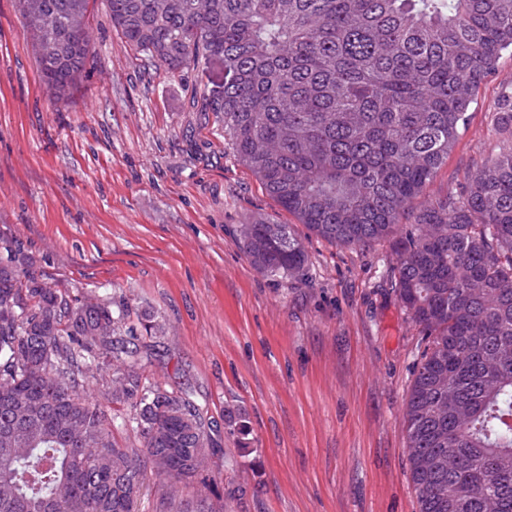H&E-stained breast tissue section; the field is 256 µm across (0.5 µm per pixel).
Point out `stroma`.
I'll return each instance as SVG.
<instances>
[{
  "label": "stroma",
  "instance_id": "obj_1",
  "mask_svg": "<svg viewBox=\"0 0 512 512\" xmlns=\"http://www.w3.org/2000/svg\"><path fill=\"white\" fill-rule=\"evenodd\" d=\"M89 22L92 61L56 100L15 0H0V235L48 284L162 321L145 376L213 421L202 494L220 512H419L403 411L424 339L388 281L389 243L331 244L265 192L207 109L219 63L170 72L139 56L105 0ZM511 84L506 56L426 199L496 154ZM254 217L289 225L303 272L254 269L237 236ZM230 409L246 435L231 434Z\"/></svg>",
  "mask_w": 512,
  "mask_h": 512
}]
</instances>
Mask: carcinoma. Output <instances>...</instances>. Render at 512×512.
Wrapping results in <instances>:
<instances>
[{
	"label": "carcinoma",
	"instance_id": "carcinoma-1",
	"mask_svg": "<svg viewBox=\"0 0 512 512\" xmlns=\"http://www.w3.org/2000/svg\"><path fill=\"white\" fill-rule=\"evenodd\" d=\"M56 98L87 71L90 0H17ZM112 27L169 71L219 61L207 106L224 144L266 193L339 246L393 241L387 276L422 329L404 420L419 512H512V91L495 157L459 190L414 202L448 160L483 80L512 52V0H106ZM82 12L72 52L51 55L65 5ZM240 241L253 267L292 276L306 262L286 224L258 219ZM162 325L72 297L29 272L0 236V512H140L147 474L159 512L212 440L186 392L143 378V335ZM112 366L106 411L84 368ZM130 430L141 447L115 437Z\"/></svg>",
	"mask_w": 512,
	"mask_h": 512
}]
</instances>
